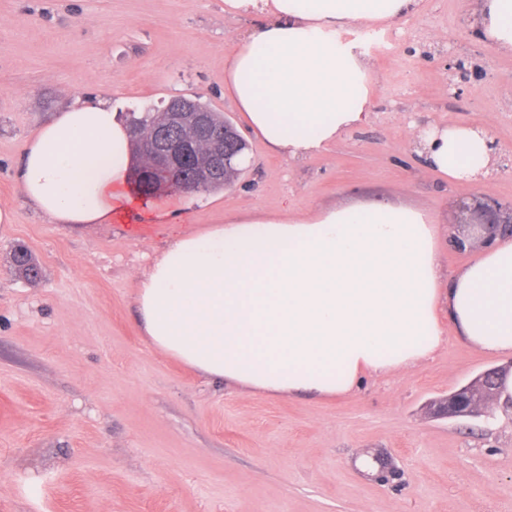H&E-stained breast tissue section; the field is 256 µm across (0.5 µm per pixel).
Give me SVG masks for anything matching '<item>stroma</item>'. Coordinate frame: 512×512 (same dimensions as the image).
Listing matches in <instances>:
<instances>
[{
    "label": "stroma",
    "mask_w": 512,
    "mask_h": 512,
    "mask_svg": "<svg viewBox=\"0 0 512 512\" xmlns=\"http://www.w3.org/2000/svg\"><path fill=\"white\" fill-rule=\"evenodd\" d=\"M478 9L418 0L390 25L338 31L375 75L371 118L288 160L224 96V60L258 24L224 0H0V207L15 214L0 224V512H512V417L427 412L511 356L450 328L424 363L337 398L248 394L152 348L135 304L170 236L253 214L403 203L438 224L444 275L474 259L450 243L474 187L428 169L411 141L486 128L512 156V54L478 38ZM181 96L244 132L250 161L224 189L155 194L180 223L54 224L22 195L29 139L75 100L127 113ZM17 247L37 278L15 271ZM380 457L397 479L379 480Z\"/></svg>",
    "instance_id": "35a3bbf8"
}]
</instances>
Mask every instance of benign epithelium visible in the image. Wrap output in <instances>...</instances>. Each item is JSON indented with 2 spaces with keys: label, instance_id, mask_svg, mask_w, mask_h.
<instances>
[{
  "label": "benign epithelium",
  "instance_id": "7a95c632",
  "mask_svg": "<svg viewBox=\"0 0 512 512\" xmlns=\"http://www.w3.org/2000/svg\"><path fill=\"white\" fill-rule=\"evenodd\" d=\"M164 121L149 133L139 135L142 141L141 164L136 181L150 179L155 188L176 189L189 194L214 178L221 169L232 164L235 153L222 139L212 134L206 113L189 101L169 103ZM196 166V176L189 182H178L175 174L187 163ZM471 210L475 221L464 225L462 232L453 236V247L459 251L478 243L487 245L506 233L512 235V203L479 195L473 203H460ZM500 389L490 390L473 380L448 396L428 405L429 413L437 418L477 416L479 406L498 401Z\"/></svg>",
  "mask_w": 512,
  "mask_h": 512
}]
</instances>
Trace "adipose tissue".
Returning a JSON list of instances; mask_svg holds the SVG:
<instances>
[{"instance_id": "1", "label": "adipose tissue", "mask_w": 512, "mask_h": 512, "mask_svg": "<svg viewBox=\"0 0 512 512\" xmlns=\"http://www.w3.org/2000/svg\"><path fill=\"white\" fill-rule=\"evenodd\" d=\"M416 0H224L260 16L224 64V94L275 154H317L365 125L374 73L337 29L388 23ZM476 34L512 53V0H481ZM430 168L477 181L494 163L488 130L416 134ZM128 126L110 104L76 103L29 140L22 193L55 224H112L133 203ZM148 344L206 377L273 396L335 398L368 374L397 375L457 335L512 354V237L442 277L438 227L404 205H336L297 216L242 217L177 234L139 278Z\"/></svg>"}]
</instances>
